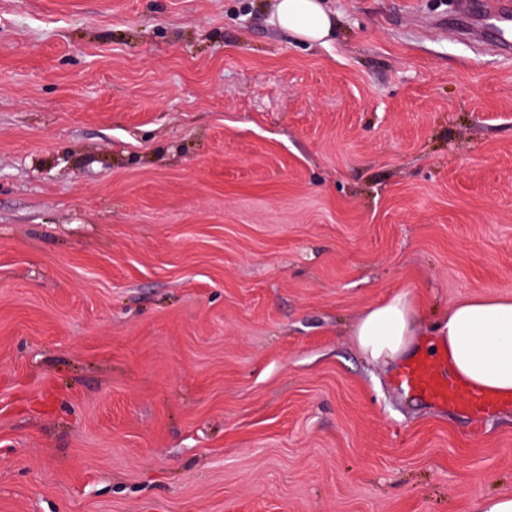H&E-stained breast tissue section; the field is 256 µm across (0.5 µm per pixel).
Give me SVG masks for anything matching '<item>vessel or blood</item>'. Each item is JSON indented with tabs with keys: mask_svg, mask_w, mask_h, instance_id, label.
Masks as SVG:
<instances>
[{
	"mask_svg": "<svg viewBox=\"0 0 512 512\" xmlns=\"http://www.w3.org/2000/svg\"><path fill=\"white\" fill-rule=\"evenodd\" d=\"M490 27L501 35L503 50L512 49V10L501 7L485 12ZM398 388L429 402L431 405L468 416L496 414L501 408L512 406V396L480 390L446 371L443 362L418 356L398 372Z\"/></svg>",
	"mask_w": 512,
	"mask_h": 512,
	"instance_id": "1",
	"label": "vessel or blood"
}]
</instances>
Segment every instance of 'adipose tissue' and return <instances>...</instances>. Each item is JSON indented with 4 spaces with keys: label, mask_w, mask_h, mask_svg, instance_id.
<instances>
[{
    "label": "adipose tissue",
    "mask_w": 512,
    "mask_h": 512,
    "mask_svg": "<svg viewBox=\"0 0 512 512\" xmlns=\"http://www.w3.org/2000/svg\"><path fill=\"white\" fill-rule=\"evenodd\" d=\"M278 25L299 42L317 43L333 35L336 20L321 0H278ZM418 307L405 294L368 308L354 329L356 344L373 361L394 363L412 347L444 355L452 372L472 386L512 393V298L475 295L459 301L432 327L426 345Z\"/></svg>",
    "instance_id": "ef3b65f1"
}]
</instances>
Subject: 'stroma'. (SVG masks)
Segmentation results:
<instances>
[{
	"instance_id": "1",
	"label": "stroma",
	"mask_w": 512,
	"mask_h": 512,
	"mask_svg": "<svg viewBox=\"0 0 512 512\" xmlns=\"http://www.w3.org/2000/svg\"><path fill=\"white\" fill-rule=\"evenodd\" d=\"M0 0V512H478L512 410L352 329L512 297V54L456 0ZM278 25L299 42H323L334 34L336 19L327 12L322 0H277Z\"/></svg>"
}]
</instances>
